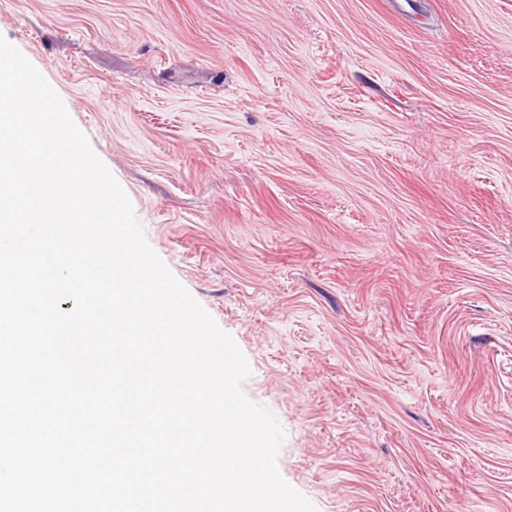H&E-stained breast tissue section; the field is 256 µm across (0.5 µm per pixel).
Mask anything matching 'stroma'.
<instances>
[{"mask_svg":"<svg viewBox=\"0 0 512 512\" xmlns=\"http://www.w3.org/2000/svg\"><path fill=\"white\" fill-rule=\"evenodd\" d=\"M0 35L317 512H512V0H0Z\"/></svg>","mask_w":512,"mask_h":512,"instance_id":"35a3bbf8","label":"stroma"}]
</instances>
